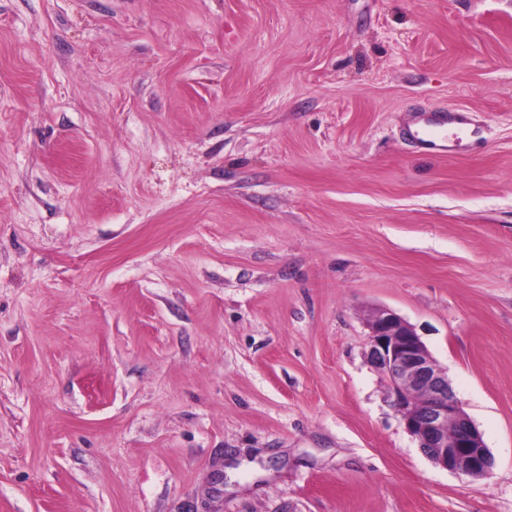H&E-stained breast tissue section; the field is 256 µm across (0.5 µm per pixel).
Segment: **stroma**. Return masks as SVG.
<instances>
[{
    "label": "stroma",
    "instance_id": "stroma-1",
    "mask_svg": "<svg viewBox=\"0 0 512 512\" xmlns=\"http://www.w3.org/2000/svg\"><path fill=\"white\" fill-rule=\"evenodd\" d=\"M0 512H512V0H0ZM465 120L466 117L460 112H448V114L441 116V122L430 119L425 120L422 126L410 132V136L416 141H421L431 146L442 147V149L448 150V153H453L461 143V138L458 136L457 132L451 135H445L438 133V131H443L440 129V126L444 123L454 125L453 128H448V130L461 131L465 129ZM428 130L432 131L431 135L426 133ZM366 326L369 363L385 381L392 406L419 448L442 468L486 478L493 462L482 436L412 325L391 309L376 308Z\"/></svg>",
    "mask_w": 512,
    "mask_h": 512
}]
</instances>
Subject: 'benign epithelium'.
Segmentation results:
<instances>
[{"mask_svg": "<svg viewBox=\"0 0 512 512\" xmlns=\"http://www.w3.org/2000/svg\"><path fill=\"white\" fill-rule=\"evenodd\" d=\"M368 360L382 376L397 415L437 465L483 479L492 458L482 436L456 399L448 374L415 329L388 308L370 311Z\"/></svg>", "mask_w": 512, "mask_h": 512, "instance_id": "benign-epithelium-1", "label": "benign epithelium"}]
</instances>
